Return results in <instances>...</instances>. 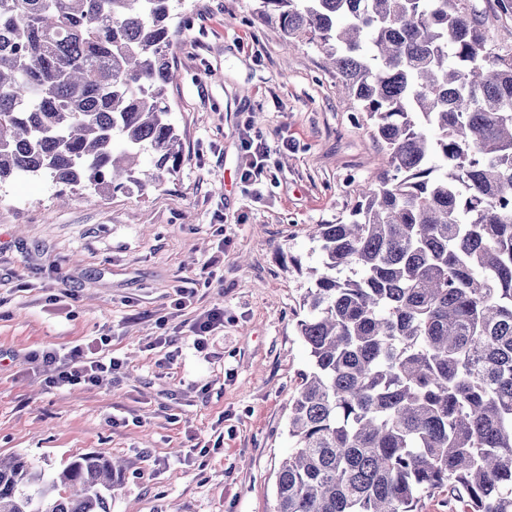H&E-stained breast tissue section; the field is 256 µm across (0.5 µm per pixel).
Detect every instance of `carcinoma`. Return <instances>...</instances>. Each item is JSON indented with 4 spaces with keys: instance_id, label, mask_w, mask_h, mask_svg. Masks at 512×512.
I'll list each match as a JSON object with an SVG mask.
<instances>
[{
    "instance_id": "cac0c4a2",
    "label": "carcinoma",
    "mask_w": 512,
    "mask_h": 512,
    "mask_svg": "<svg viewBox=\"0 0 512 512\" xmlns=\"http://www.w3.org/2000/svg\"><path fill=\"white\" fill-rule=\"evenodd\" d=\"M326 54L387 167L318 224L274 512H512V58L462 0H257ZM173 0H0V185L86 203L175 174ZM112 460H0V512H112Z\"/></svg>"
}]
</instances>
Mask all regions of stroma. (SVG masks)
<instances>
[{"label": "stroma", "mask_w": 512, "mask_h": 512, "mask_svg": "<svg viewBox=\"0 0 512 512\" xmlns=\"http://www.w3.org/2000/svg\"><path fill=\"white\" fill-rule=\"evenodd\" d=\"M466 5L512 54V12ZM255 7L179 6L167 100L183 158L160 189L87 205L44 177L0 186V458L48 472L89 452L120 458L112 512H273L310 367L298 322L322 254L308 231L347 220L387 162L321 51L285 49ZM246 131L269 148L252 183ZM191 280L195 298L174 312ZM215 305L224 326L197 351L190 326ZM99 336L125 368L98 386L49 388L31 361Z\"/></svg>", "instance_id": "1"}]
</instances>
